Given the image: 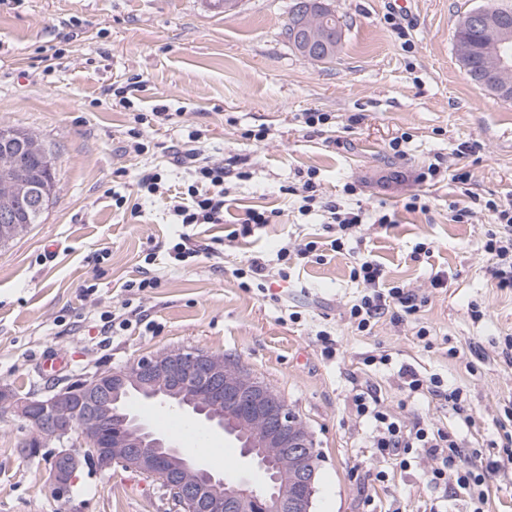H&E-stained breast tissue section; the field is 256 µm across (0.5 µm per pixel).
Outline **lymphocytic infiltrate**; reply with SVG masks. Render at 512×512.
Instances as JSON below:
<instances>
[{
	"instance_id": "1",
	"label": "lymphocytic infiltrate",
	"mask_w": 512,
	"mask_h": 512,
	"mask_svg": "<svg viewBox=\"0 0 512 512\" xmlns=\"http://www.w3.org/2000/svg\"><path fill=\"white\" fill-rule=\"evenodd\" d=\"M201 137L200 130H191L187 135V147L174 145L170 148L173 165L184 168L191 178L190 184L183 191L169 194L163 174L152 169L142 171L138 180L144 196L151 198L166 194L170 197L173 219L183 228L182 233L168 247V256L177 265L199 254L188 232L189 227L223 223L228 209L229 190L225 178L230 170L223 162L203 157L199 146ZM315 175V170H308L301 186L289 187L288 192L299 197L301 214L317 212L324 223L336 225L338 235L330 240L329 246L337 252L343 249L347 240L356 238L371 218H368L363 208L323 198ZM480 210L488 211L494 222L493 228L486 233L484 244L485 252L494 259L491 275L496 279L498 287L512 288V197L484 201L476 197L468 205L456 201L448 205V215L457 224L471 223ZM351 275L365 288L364 294L347 311L348 319L357 331L363 333L371 330L385 311L392 308L407 315L419 311L416 297L405 291L404 287L387 284L384 271L376 261L360 259L353 266ZM354 404L359 416L373 421L377 432L375 446L381 453L394 456L403 468L409 465L412 455L420 450L439 458L441 464L432 469L430 483L444 484L454 494H467L473 505L472 512H484L490 474L476 469H456V460L466 456L467 450L450 439L447 432L429 427L404 428L397 417L380 409L379 401L374 396L356 394Z\"/></svg>"
}]
</instances>
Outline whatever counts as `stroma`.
Listing matches in <instances>:
<instances>
[{"label": "stroma", "mask_w": 512, "mask_h": 512, "mask_svg": "<svg viewBox=\"0 0 512 512\" xmlns=\"http://www.w3.org/2000/svg\"><path fill=\"white\" fill-rule=\"evenodd\" d=\"M290 2L241 0L226 13L213 0H0V127L43 139L58 180L40 223L0 245V388L41 392L193 346L235 358L307 423L321 453L312 512L469 510L466 496L430 484L436 458L422 452L402 468L374 448L376 431L353 404L362 391L406 427L448 430L471 450L463 466H503L486 508L512 512V288L498 287L490 272L489 214L453 223L456 183L416 179L439 156L449 169L471 171L477 196L512 195V100L470 80L453 38L466 13L492 0H410V15L396 18L386 0H332L344 39L328 63L296 53L282 35ZM51 47L61 59L46 75L40 58ZM133 77L143 90L132 110L110 104L106 89ZM162 106L172 121L141 128L150 152H125L133 112ZM307 112L330 114L323 133L308 132ZM261 125L267 140L242 139ZM194 128L204 130L208 155L239 157L248 176L227 179L223 223L195 226L200 254L175 266L163 257L176 231L169 203L141 201L137 176L157 168L170 185H183L185 171L170 165L168 148ZM404 132L406 154L394 156L387 144ZM310 168L323 196L341 197L344 183H354L356 202L395 211L396 226L366 225L342 252L302 260L288 279L274 275L271 297L240 288L235 271L250 255H263L275 272L282 244L332 240L319 216L301 215L297 197L278 191ZM116 192L126 207L113 206ZM415 194L426 196L427 212L406 210ZM249 208L283 215L251 241L232 238L235 218ZM422 243L431 255H417ZM362 254L382 263L388 283L424 298L417 315L387 314L371 332L355 330L347 311L363 288L350 273ZM145 271L159 288L131 298L125 283ZM440 272L447 282L437 288ZM128 301L155 331L103 335L101 313ZM321 330L331 332L334 356L324 354ZM48 351L66 368L39 371ZM381 356L388 364H378ZM406 366L460 388L471 421L443 399L410 393ZM29 436L23 421L0 415V512H170L157 481L119 467L83 468L69 495L56 496L44 479L54 450L23 452Z\"/></svg>", "instance_id": "1"}]
</instances>
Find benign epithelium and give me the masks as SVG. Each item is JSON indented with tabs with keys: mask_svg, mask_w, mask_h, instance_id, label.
Masks as SVG:
<instances>
[{
	"mask_svg": "<svg viewBox=\"0 0 512 512\" xmlns=\"http://www.w3.org/2000/svg\"><path fill=\"white\" fill-rule=\"evenodd\" d=\"M328 0H304L302 20L291 36L307 58L326 59L339 49L324 25ZM461 25L497 27L500 19L477 8ZM512 39H497L482 67V80L512 91ZM52 189L36 190L23 164L0 169V225L14 233L29 213H41ZM169 406L210 431L225 434L240 448L245 465L262 476L255 487L224 477L194 462L166 434L130 411L127 400ZM0 414L31 429L25 447L59 445L46 482L59 497L71 489L85 466L121 467L159 480L179 506L201 512H311L321 455L307 424L269 386L237 362L202 350L180 347L142 357L120 370L97 371L46 395L0 390Z\"/></svg>",
	"mask_w": 512,
	"mask_h": 512,
	"instance_id": "1",
	"label": "benign epithelium"
}]
</instances>
